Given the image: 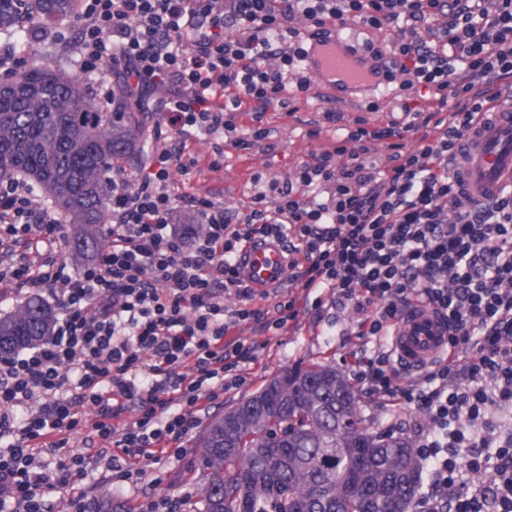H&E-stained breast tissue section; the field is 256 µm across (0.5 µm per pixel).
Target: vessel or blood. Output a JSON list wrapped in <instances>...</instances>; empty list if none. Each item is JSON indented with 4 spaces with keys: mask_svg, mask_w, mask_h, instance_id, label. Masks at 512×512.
<instances>
[{
    "mask_svg": "<svg viewBox=\"0 0 512 512\" xmlns=\"http://www.w3.org/2000/svg\"><path fill=\"white\" fill-rule=\"evenodd\" d=\"M304 63L316 85L341 98L373 94L383 81L377 62L356 51L351 37L335 32L309 39ZM459 175L467 192L475 197L495 195L512 186V102L498 106L473 136ZM238 269L252 287L270 289L284 282L288 259L277 242L256 238L242 251ZM447 344L445 319L418 303L396 329L392 351L399 363L413 371L434 361Z\"/></svg>",
    "mask_w": 512,
    "mask_h": 512,
    "instance_id": "b4317fda",
    "label": "vessel or blood"
}]
</instances>
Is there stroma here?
<instances>
[{"mask_svg":"<svg viewBox=\"0 0 512 512\" xmlns=\"http://www.w3.org/2000/svg\"><path fill=\"white\" fill-rule=\"evenodd\" d=\"M78 32L74 24H53L40 34L34 52H23L25 63L37 59L57 62L73 69L71 44ZM289 109H269L262 119H255L249 108L235 115L240 132H247L253 124H261L267 131L265 139L249 149L234 147L225 140L195 133L179 136L167 118L160 112H148L146 126L150 137H163L180 154L187 171H174L171 191L182 221H189L194 212L190 198H207L224 207L248 213L254 194L252 178L261 175L263 181L287 184L297 170L315 155L333 150L342 139L341 126L351 125L358 116L366 117L369 125H381L387 117L389 96L380 90L373 98L346 101L327 96L322 90L310 88L298 91L288 85ZM376 103L377 111H369V103ZM342 115L341 124L327 122V110ZM353 314L337 312L330 294H323L320 303L300 306L297 322L281 330L260 331L254 326L237 329L236 334L247 341L257 342L252 356L240 362V386L225 390L224 399L202 414L199 430L184 440L185 453L168 455L158 461L142 462L139 484H117L106 479V461H98L90 475L84 494L87 512H98L103 497L123 502L130 512H144L147 503L160 497L176 499L186 505L200 498L204 482L195 447L202 427L208 426L224 409L258 390L278 373L298 366L329 362L347 376L359 371L364 357L363 343L355 334Z\"/></svg>","mask_w":512,"mask_h":512,"instance_id":"stroma-1","label":"stroma"}]
</instances>
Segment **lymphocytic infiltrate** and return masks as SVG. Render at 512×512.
Instances as JSON below:
<instances>
[{
  "label": "lymphocytic infiltrate",
  "mask_w": 512,
  "mask_h": 512,
  "mask_svg": "<svg viewBox=\"0 0 512 512\" xmlns=\"http://www.w3.org/2000/svg\"><path fill=\"white\" fill-rule=\"evenodd\" d=\"M351 18L408 32L363 45L396 86L384 124L356 118L346 143L301 166L293 184L257 192L249 213L194 199L199 232L176 227L175 157L156 148L145 171L113 174L112 239L77 276L60 255L0 270V283L54 293L62 312L52 336L0 358V512H53L52 494L68 492L84 512L91 457L135 485L141 460L182 453L223 395L220 379L251 355L232 332L298 316L295 300L271 302L240 278L237 258L256 237L286 245L289 283L329 291L337 311L356 315L373 347L357 379L392 401L391 432L420 455L414 512H512V190L475 199L455 172L488 112L481 80L512 74V0H77L75 62L84 74L120 67L142 92L166 86L155 109L176 130L246 149L266 131L239 133L244 101L259 119L288 108L289 74L299 91L311 85L301 27ZM419 85L445 116L413 104ZM220 89L231 96L218 106ZM57 224L24 181L0 182V240L53 242ZM417 303L446 318L448 349L411 381L391 342ZM126 411L136 419L116 431ZM85 426L94 455H65ZM38 449L57 466L36 463Z\"/></svg>",
  "instance_id": "lymphocytic-infiltrate-1"
}]
</instances>
